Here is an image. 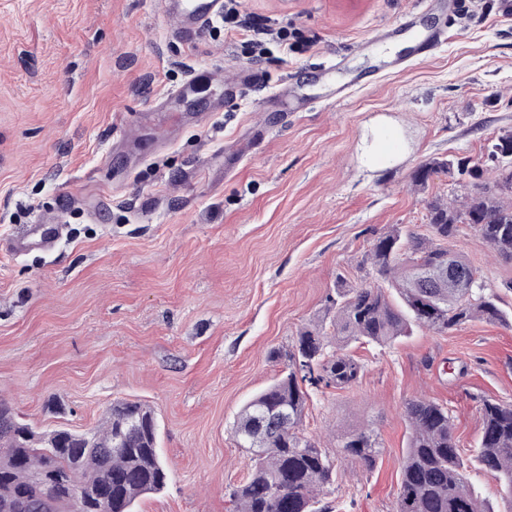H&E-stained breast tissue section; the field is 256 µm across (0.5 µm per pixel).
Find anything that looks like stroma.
<instances>
[{
	"label": "stroma",
	"mask_w": 512,
	"mask_h": 512,
	"mask_svg": "<svg viewBox=\"0 0 512 512\" xmlns=\"http://www.w3.org/2000/svg\"><path fill=\"white\" fill-rule=\"evenodd\" d=\"M420 2L239 0L294 45L256 60L231 24L181 40L163 0H0V398L40 432L151 406L171 479L138 512H231L248 473L233 424L277 377L270 350L327 324L337 285L374 283L360 267L374 238L425 233L428 201L469 195L445 175L415 186L421 165L485 160L512 130V16L494 9L449 22L433 59L322 101L312 72L371 65L361 44ZM196 70L215 77L188 83ZM284 83L313 109L283 116ZM378 128L399 151L371 167ZM39 215L61 234L14 251ZM448 247L512 315V264L465 224ZM358 354L359 383L312 393L303 421L327 445L367 424L383 440L373 470L339 465L338 512H395L403 405L419 396L447 407L469 483L495 498L475 397L512 402V325L417 329Z\"/></svg>",
	"instance_id": "35a3bbf8"
}]
</instances>
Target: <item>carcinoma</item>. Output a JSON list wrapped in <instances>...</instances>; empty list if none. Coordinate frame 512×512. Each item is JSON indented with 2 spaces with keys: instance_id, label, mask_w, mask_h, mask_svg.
<instances>
[{
  "instance_id": "carcinoma-1",
  "label": "carcinoma",
  "mask_w": 512,
  "mask_h": 512,
  "mask_svg": "<svg viewBox=\"0 0 512 512\" xmlns=\"http://www.w3.org/2000/svg\"><path fill=\"white\" fill-rule=\"evenodd\" d=\"M512 156V131L497 138L487 160L499 167ZM441 173L470 183L465 200L435 199L427 204L428 232L395 229L378 236L364 259L377 276L369 286L338 288L326 297L330 326L306 328L287 349L273 348L269 358L284 365L278 377L254 395L238 414L235 437L249 452L246 480L230 494L232 512H335L325 491L336 482L337 465L323 443L302 428L310 393L343 390L358 383L365 364L349 351L353 343L387 346L416 327L442 335L478 320L506 325L500 297L487 288H443L448 271V241L460 225L474 228L506 264L512 263V172L498 189L485 182L484 164L471 159H434L420 166L414 182L424 186ZM301 369L295 370L294 364ZM482 420L477 461L497 483L500 499L512 512V402L478 398ZM288 411V425L278 421ZM409 440L402 457L396 512H495L469 484L455 425L448 408L427 397L405 401ZM34 427L0 410V512H137V500L162 492L169 481L159 453V425L154 411L138 401L122 400L102 430L65 429L56 444L31 441ZM341 461L373 469L384 452L378 430L356 428L336 435ZM52 466L65 485L42 499L41 471ZM101 486L105 494L88 505L75 489Z\"/></svg>"
}]
</instances>
